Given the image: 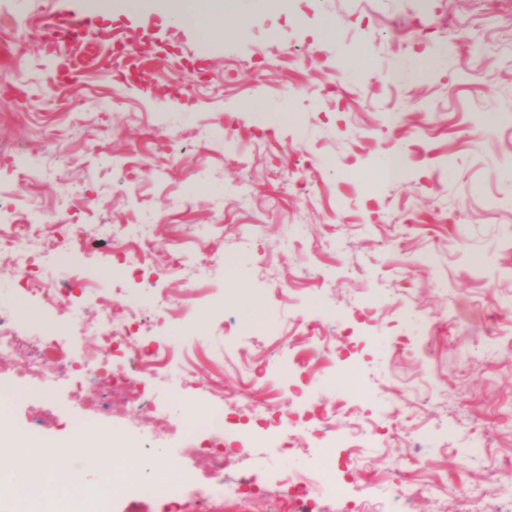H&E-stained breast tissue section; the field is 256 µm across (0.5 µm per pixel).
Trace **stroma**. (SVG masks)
Masks as SVG:
<instances>
[{"mask_svg": "<svg viewBox=\"0 0 512 512\" xmlns=\"http://www.w3.org/2000/svg\"><path fill=\"white\" fill-rule=\"evenodd\" d=\"M233 4L245 29L230 21L208 41L151 5L0 0V222L24 221L35 198L50 224L190 234L180 274L202 299L150 317L133 339L176 355L148 390L187 435L204 411L182 402V354L209 391L248 388L269 403L307 387L314 407L336 411V462L356 424L385 423L396 407L403 431L451 427L417 453L388 435L368 442L349 494L383 499L404 468L438 487L406 512H512V481L473 502L491 471L512 472V0ZM72 12L90 19L87 39H42ZM117 41L140 77L115 66ZM63 72L71 83L52 87ZM384 112L396 116L386 128ZM27 152L60 180L25 170ZM397 157L399 178L380 181ZM76 259L105 295L118 276L143 303L176 286L166 254L142 275L94 251ZM326 308L321 338L296 329ZM345 332L348 350L319 353ZM282 347L298 364L279 382L264 368ZM73 390H0V410L36 445H98L68 426L84 415ZM49 397L69 403L68 420L28 432ZM352 399L349 415L340 406ZM114 426L179 463V439L151 440L135 410ZM310 465L306 449L260 446L248 473L273 489Z\"/></svg>", "mask_w": 512, "mask_h": 512, "instance_id": "1", "label": "stroma"}]
</instances>
